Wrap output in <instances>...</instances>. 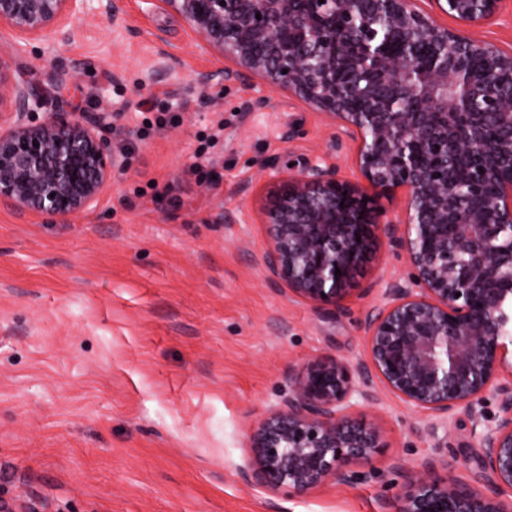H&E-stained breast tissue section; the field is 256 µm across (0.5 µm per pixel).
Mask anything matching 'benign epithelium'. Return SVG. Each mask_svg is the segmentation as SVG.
<instances>
[{
  "mask_svg": "<svg viewBox=\"0 0 512 512\" xmlns=\"http://www.w3.org/2000/svg\"><path fill=\"white\" fill-rule=\"evenodd\" d=\"M431 2L457 27L415 0H142L148 12L178 13L198 46L233 61L199 73L201 87L259 77L357 143L373 195L316 160L265 209V264L289 291L340 303L372 247V224L412 267L385 284L383 307L366 322L369 363L317 356L288 369V395L250 436L256 468L246 478L299 494L350 482L349 466L381 447L378 431L351 416L353 399H375L376 377L443 422L466 407L489 478L485 488L418 476L398 512H512L496 493L512 488V378L501 376L512 344L503 332L512 322V49L462 33L496 18L506 0ZM85 8L86 0H0V27L21 42L53 43ZM43 103L0 60V203L66 222L93 209L126 162L102 136L112 113L41 118ZM492 120L508 133L490 137ZM395 192L404 218L373 210V196Z\"/></svg>",
  "mask_w": 512,
  "mask_h": 512,
  "instance_id": "7a95c632",
  "label": "benign epithelium"
}]
</instances>
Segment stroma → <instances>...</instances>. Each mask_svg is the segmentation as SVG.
Segmentation results:
<instances>
[{
    "mask_svg": "<svg viewBox=\"0 0 512 512\" xmlns=\"http://www.w3.org/2000/svg\"><path fill=\"white\" fill-rule=\"evenodd\" d=\"M116 3L64 42L22 48L0 28V60L45 112L117 114L104 135L129 157L69 222L0 205V496L39 512H396L414 475L484 485L467 409L444 425L377 380L352 410L381 440L356 479L303 495L243 479L289 367L367 361L365 322L409 261L378 241L339 306L293 295L264 263L263 207L318 157L363 186L353 142L260 79L204 90L196 74L223 62L180 15Z\"/></svg>",
    "mask_w": 512,
    "mask_h": 512,
    "instance_id": "1",
    "label": "stroma"
}]
</instances>
